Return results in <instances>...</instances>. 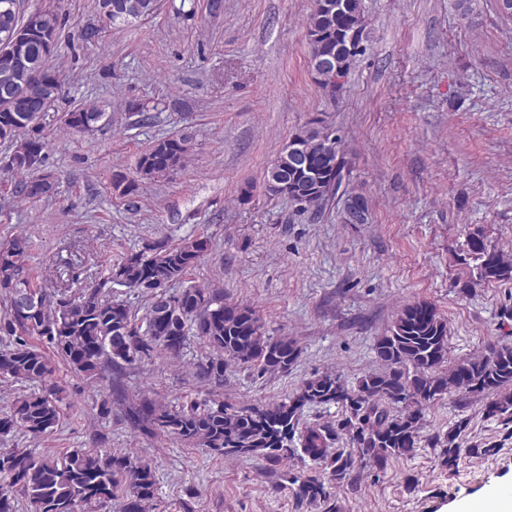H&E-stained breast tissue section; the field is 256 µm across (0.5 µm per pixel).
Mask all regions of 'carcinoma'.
Instances as JSON below:
<instances>
[{
  "instance_id": "carcinoma-1",
  "label": "carcinoma",
  "mask_w": 512,
  "mask_h": 512,
  "mask_svg": "<svg viewBox=\"0 0 512 512\" xmlns=\"http://www.w3.org/2000/svg\"><path fill=\"white\" fill-rule=\"evenodd\" d=\"M157 6L158 0H99L102 16L114 25L147 18ZM366 28L358 0H346L340 11L336 0H314L308 21L310 60L328 57L339 63L337 74L314 71L319 85L341 88L335 77H347L355 57L365 52ZM56 40L51 14H27L21 0H0V141L11 144L0 167L19 177L15 192L27 198L47 195L55 185L44 172L42 120L62 92L59 75L49 65ZM23 86L34 92L17 94ZM111 121V113L102 108L73 109L62 117L73 133ZM319 135L315 129L295 134L309 148L307 162L297 167L273 163L266 179L270 191L303 207H319L340 192L359 197L342 189L346 163L319 145ZM188 152L186 137L161 139L141 155L138 173L145 179L161 176L180 166ZM209 247L206 237L177 245L156 242L111 265L95 287L75 296L67 288L50 291L35 282L25 238L0 246V338L7 341L0 349V380L33 384L0 416V436L20 433L39 440L56 431L61 405L69 397L55 380L58 360L94 380L105 371L123 372L156 352L175 358L194 335L210 351L199 365V376L208 382L224 385V366L230 363L262 373L288 370L299 355L294 340L267 335L251 306L226 302L223 292L193 285L170 291ZM459 261L472 268L478 281L512 280V259L479 232L469 235ZM116 285L147 298L142 317L114 294ZM20 294L30 299L24 314L16 308ZM373 350L382 370L351 387L326 372L268 405L238 408L191 399L170 405L141 398L128 406L126 421L143 433L174 436L226 458L308 460L325 476L294 474L291 483L297 485L299 501L323 504L326 512H336L330 484L349 482L368 466L381 471L391 459L412 455L420 444L424 412L452 391L489 399L485 415L512 430V346L492 347L450 365L448 323L433 305L422 302L404 306ZM327 405L341 410L336 423L299 427L305 408ZM467 426L461 421L427 440L429 447L440 449L443 466H456L464 453L486 457L498 451L493 443L463 447ZM342 440L349 447L333 449ZM156 492L152 465L126 454L79 449L53 457L31 448H0V512H18V494L27 512H90L116 496L120 512H147Z\"/></svg>"
}]
</instances>
